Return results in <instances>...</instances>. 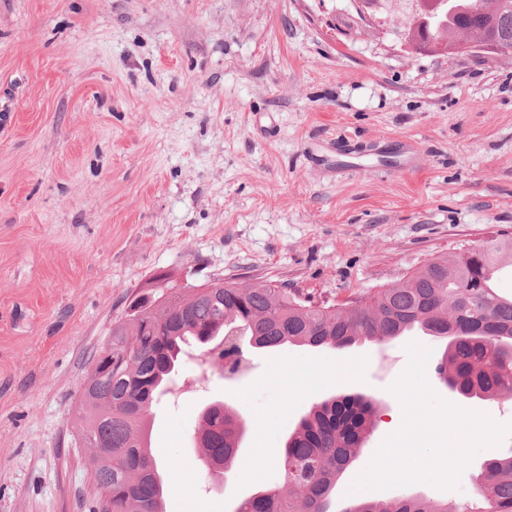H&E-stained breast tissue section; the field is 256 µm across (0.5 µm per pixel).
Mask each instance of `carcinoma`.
Instances as JSON below:
<instances>
[{"mask_svg":"<svg viewBox=\"0 0 512 512\" xmlns=\"http://www.w3.org/2000/svg\"><path fill=\"white\" fill-rule=\"evenodd\" d=\"M395 1L403 5L404 38L424 30L448 50L462 36L512 49V0H436L431 15L421 0H369L383 15ZM507 263L512 238L501 237L430 259L404 280L351 302L319 304L271 283L226 285L222 279L194 294L168 288L147 301L136 298L112 326V363L92 358L76 408L74 445L90 453L95 496H112V512H165L148 418L153 402L174 383L191 340L222 360L240 345L341 350L420 328L448 340L437 371L452 390L484 400L512 395V298L501 296L490 278ZM375 418V401L361 394L313 406L277 459L287 487L260 490L237 512H512V453L484 462L476 508L413 495L373 501L347 492L336 506L340 475L370 437ZM244 433L224 402L200 416V447L219 471L232 470ZM100 448L112 449V464L97 456Z\"/></svg>","mask_w":512,"mask_h":512,"instance_id":"obj_1","label":"carcinoma"}]
</instances>
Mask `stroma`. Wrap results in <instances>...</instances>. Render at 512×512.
I'll list each match as a JSON object with an SVG mask.
<instances>
[{
	"mask_svg": "<svg viewBox=\"0 0 512 512\" xmlns=\"http://www.w3.org/2000/svg\"><path fill=\"white\" fill-rule=\"evenodd\" d=\"M400 25H363L355 0H0V512H91L75 404L155 275L341 300L512 235V55L409 54ZM413 341L432 350L441 398L512 422V396L451 390L445 340L419 331L341 352L252 348L232 377L191 355L150 412L166 512H234L283 486L275 460L300 418L363 394L377 423L350 488L402 419L390 387ZM339 365L348 377L322 378ZM216 401L247 428L220 480L196 440ZM510 451L512 435L481 450L454 489L368 496L466 506L485 460Z\"/></svg>",
	"mask_w": 512,
	"mask_h": 512,
	"instance_id": "1",
	"label": "stroma"
}]
</instances>
